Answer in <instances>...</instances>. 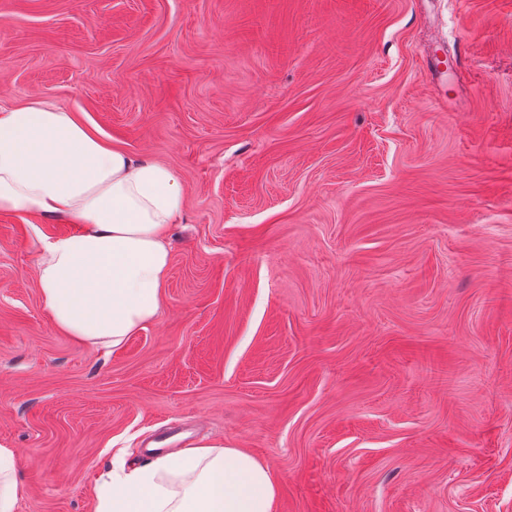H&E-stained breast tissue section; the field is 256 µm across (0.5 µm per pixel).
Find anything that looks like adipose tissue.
<instances>
[{
  "instance_id": "obj_1",
  "label": "adipose tissue",
  "mask_w": 512,
  "mask_h": 512,
  "mask_svg": "<svg viewBox=\"0 0 512 512\" xmlns=\"http://www.w3.org/2000/svg\"><path fill=\"white\" fill-rule=\"evenodd\" d=\"M185 197L169 167L108 146L62 106L0 104V211L61 215L75 233L45 238L41 302L65 334L118 348L158 316ZM278 485L251 454L221 443L107 474L95 512H273Z\"/></svg>"
}]
</instances>
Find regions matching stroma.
I'll use <instances>...</instances> for the list:
<instances>
[{"instance_id":"obj_1","label":"stroma","mask_w":512,"mask_h":512,"mask_svg":"<svg viewBox=\"0 0 512 512\" xmlns=\"http://www.w3.org/2000/svg\"><path fill=\"white\" fill-rule=\"evenodd\" d=\"M173 169L157 319L43 309L0 211L16 512H94L172 433L267 465L274 512H512V0H0V103Z\"/></svg>"}]
</instances>
